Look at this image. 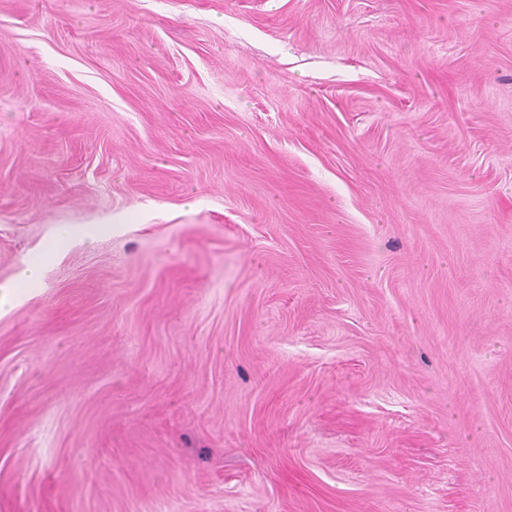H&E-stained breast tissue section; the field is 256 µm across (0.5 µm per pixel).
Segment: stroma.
<instances>
[{"instance_id":"1","label":"stroma","mask_w":512,"mask_h":512,"mask_svg":"<svg viewBox=\"0 0 512 512\" xmlns=\"http://www.w3.org/2000/svg\"><path fill=\"white\" fill-rule=\"evenodd\" d=\"M47 252L0 512H512V0H0Z\"/></svg>"}]
</instances>
